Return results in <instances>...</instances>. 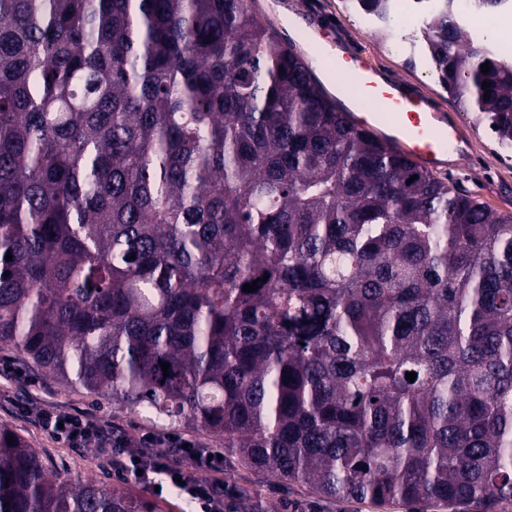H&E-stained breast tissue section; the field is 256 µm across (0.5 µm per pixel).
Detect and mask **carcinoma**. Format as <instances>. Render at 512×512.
<instances>
[{"mask_svg": "<svg viewBox=\"0 0 512 512\" xmlns=\"http://www.w3.org/2000/svg\"><path fill=\"white\" fill-rule=\"evenodd\" d=\"M249 2L0 0V343L327 498L512 512V215L345 121ZM457 11L407 41L511 150L512 60ZM0 512L156 508L0 426Z\"/></svg>", "mask_w": 512, "mask_h": 512, "instance_id": "carcinoma-1", "label": "carcinoma"}]
</instances>
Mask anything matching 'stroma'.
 <instances>
[{"label": "stroma", "mask_w": 512, "mask_h": 512, "mask_svg": "<svg viewBox=\"0 0 512 512\" xmlns=\"http://www.w3.org/2000/svg\"><path fill=\"white\" fill-rule=\"evenodd\" d=\"M253 9L285 39L294 42L307 62L317 64L333 95L349 93V78L328 77L321 54L335 45H349L365 53L387 78L404 81L426 97L449 124L456 126L467 145L465 154L435 174L457 191L505 215H512V153L503 150L486 124L474 113L459 109L441 87L431 66L404 51L401 36L383 40L361 17L347 9L345 0H253ZM80 413L114 434L134 439L142 433L163 435L155 444L158 454H169L171 438L223 454L218 476L224 486L226 512H448L447 507L425 503L418 507L402 502L377 505L367 501L326 499L306 485L277 481L242 465L222 440L183 428L164 419H149L93 400L81 391L45 377L16 358L11 346L0 344V425L21 435L42 456L51 478L73 480L92 477L121 487L131 497L156 506L159 512H194L189 500L172 491L156 494L150 485L116 476L106 456L96 446L72 447L44 431L38 421L41 409Z\"/></svg>", "instance_id": "1"}]
</instances>
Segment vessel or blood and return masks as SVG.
<instances>
[{
  "instance_id": "1",
  "label": "vessel or blood",
  "mask_w": 512,
  "mask_h": 512,
  "mask_svg": "<svg viewBox=\"0 0 512 512\" xmlns=\"http://www.w3.org/2000/svg\"><path fill=\"white\" fill-rule=\"evenodd\" d=\"M347 56L354 64L351 80L356 90L345 114L350 124L387 135L395 150L424 168L441 167L449 155L461 154L458 129L439 124L435 113L422 107L405 83L377 82L375 68L362 53L352 48Z\"/></svg>"
}]
</instances>
